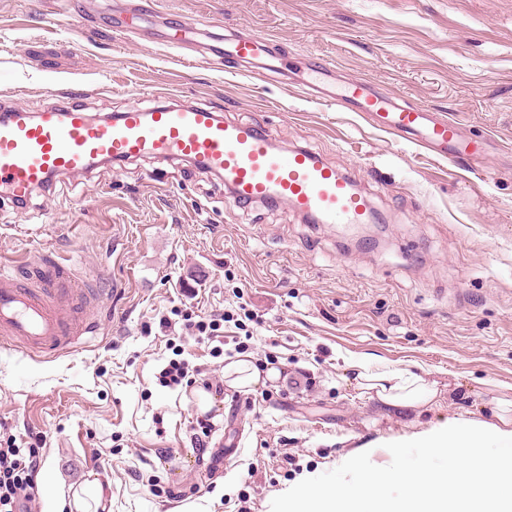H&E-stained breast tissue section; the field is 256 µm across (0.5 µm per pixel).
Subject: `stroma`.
Listing matches in <instances>:
<instances>
[{"label":"stroma","instance_id":"obj_1","mask_svg":"<svg viewBox=\"0 0 512 512\" xmlns=\"http://www.w3.org/2000/svg\"><path fill=\"white\" fill-rule=\"evenodd\" d=\"M0 0V111L62 95L93 116L196 104L303 147L349 174L383 221L317 224L289 205H243L187 160L104 163L20 207L0 199V262L51 252L107 275L99 336L49 359L0 346V447L34 445L31 512H271L307 474L445 419L493 421L512 397V0ZM69 10L82 22H57ZM269 39L280 71L257 80L196 47H166L173 20ZM363 79L401 105L454 119L486 150L459 163L308 93ZM224 317L216 341L184 309ZM173 321L161 331L160 318ZM254 359L274 378L233 388ZM189 374L174 388L169 361ZM427 374L440 390L401 415L360 392L354 362ZM212 426L195 447L197 421ZM233 361L224 367V376L231 378V385L237 387H246L258 384L261 380L262 372L258 366L249 358Z\"/></svg>","mask_w":512,"mask_h":512}]
</instances>
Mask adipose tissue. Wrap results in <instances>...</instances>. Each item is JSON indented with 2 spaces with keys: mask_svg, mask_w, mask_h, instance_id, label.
<instances>
[{
  "mask_svg": "<svg viewBox=\"0 0 512 512\" xmlns=\"http://www.w3.org/2000/svg\"><path fill=\"white\" fill-rule=\"evenodd\" d=\"M357 378L363 391L375 395L383 406L397 412L422 409L439 395L435 383L424 374L408 369L380 370L364 361L357 365Z\"/></svg>",
  "mask_w": 512,
  "mask_h": 512,
  "instance_id": "obj_1",
  "label": "adipose tissue"
}]
</instances>
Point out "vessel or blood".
Listing matches in <instances>:
<instances>
[{"label": "vessel or blood", "mask_w": 512, "mask_h": 512, "mask_svg": "<svg viewBox=\"0 0 512 512\" xmlns=\"http://www.w3.org/2000/svg\"><path fill=\"white\" fill-rule=\"evenodd\" d=\"M186 19L160 33V44L183 47L197 35ZM211 59L235 63L259 76L274 56L264 38L216 36ZM328 100L377 117L385 132L407 139L443 159L480 155L482 141L466 138L453 119L434 120L420 109L382 98L357 80ZM147 155L187 159L223 177L240 203L289 204L320 224H367L373 212L351 178L305 149L276 148L268 133L227 122L212 109L195 105L129 106L114 118L95 119L63 102L36 114L21 107L0 116V197L20 203L57 178L81 174L105 161ZM103 310L98 285H80L74 267L52 255L37 265H0V340L19 343L30 354H51L97 335Z\"/></svg>", "instance_id": "obj_1"}]
</instances>
